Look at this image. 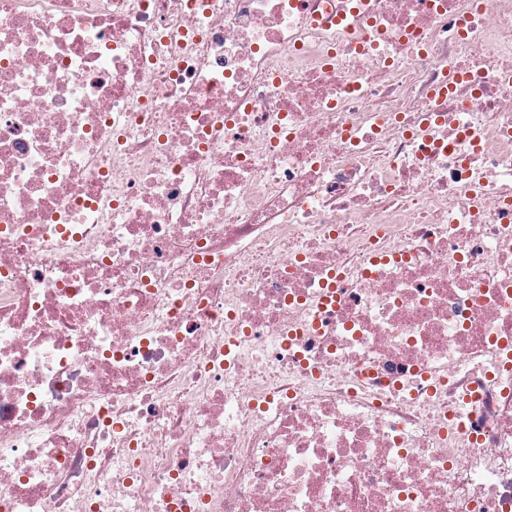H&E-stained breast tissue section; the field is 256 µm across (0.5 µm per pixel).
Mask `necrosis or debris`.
Listing matches in <instances>:
<instances>
[{
	"label": "necrosis or debris",
	"instance_id": "obj_1",
	"mask_svg": "<svg viewBox=\"0 0 512 512\" xmlns=\"http://www.w3.org/2000/svg\"><path fill=\"white\" fill-rule=\"evenodd\" d=\"M0 512H512V0H0Z\"/></svg>",
	"mask_w": 512,
	"mask_h": 512
}]
</instances>
